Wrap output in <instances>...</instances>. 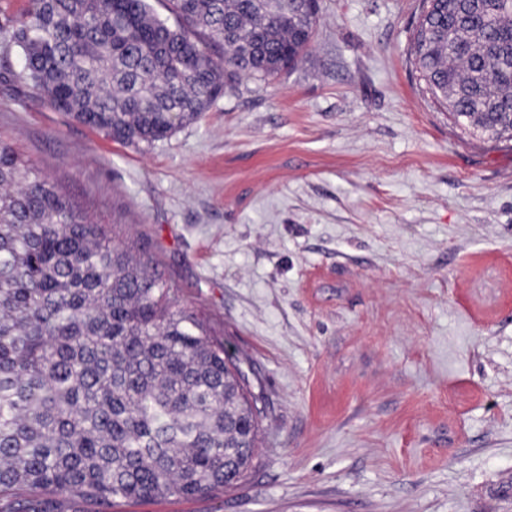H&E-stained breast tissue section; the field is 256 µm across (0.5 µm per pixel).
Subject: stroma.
<instances>
[{"label": "stroma", "mask_w": 512, "mask_h": 512, "mask_svg": "<svg viewBox=\"0 0 512 512\" xmlns=\"http://www.w3.org/2000/svg\"><path fill=\"white\" fill-rule=\"evenodd\" d=\"M306 58L145 149L0 78V138L240 358L252 465L111 512H512V140L420 86L422 0H321Z\"/></svg>", "instance_id": "obj_1"}]
</instances>
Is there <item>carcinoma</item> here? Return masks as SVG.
Returning <instances> with one entry per match:
<instances>
[{"instance_id": "1", "label": "carcinoma", "mask_w": 512, "mask_h": 512, "mask_svg": "<svg viewBox=\"0 0 512 512\" xmlns=\"http://www.w3.org/2000/svg\"><path fill=\"white\" fill-rule=\"evenodd\" d=\"M30 0L0 24L6 74L42 102L152 146L227 82L308 54L319 0ZM454 124L512 138V0H423L408 48ZM241 368L143 251L115 243L0 139V512H108L219 494L259 422Z\"/></svg>"}]
</instances>
